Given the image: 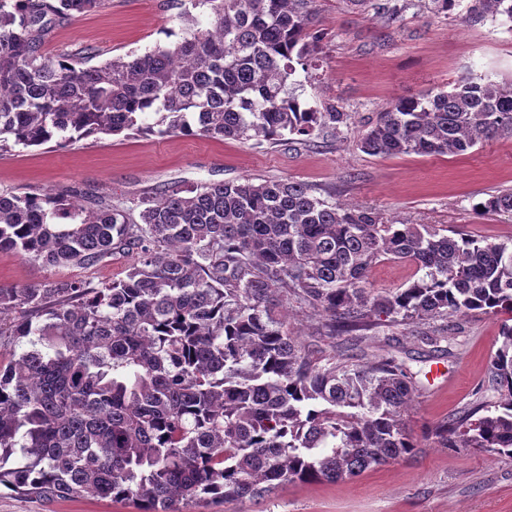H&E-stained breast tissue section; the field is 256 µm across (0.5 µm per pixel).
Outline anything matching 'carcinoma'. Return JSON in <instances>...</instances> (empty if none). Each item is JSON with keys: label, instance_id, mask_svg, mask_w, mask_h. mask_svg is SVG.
Segmentation results:
<instances>
[{"label": "carcinoma", "instance_id": "obj_1", "mask_svg": "<svg viewBox=\"0 0 512 512\" xmlns=\"http://www.w3.org/2000/svg\"><path fill=\"white\" fill-rule=\"evenodd\" d=\"M474 22L512 0H432ZM108 0H0V150L132 131L279 143L351 116L306 107L290 84L307 69L317 0H195L213 22L175 47L89 64L42 45ZM401 6L378 3L394 24ZM148 114L159 116L152 124ZM512 134V82L457 81L388 103L358 147L368 155H461ZM84 192H0V252L46 267L133 257L89 288H0V487L26 497L131 502L193 512L263 497L293 481H336L411 454L413 375L387 355L314 356L281 309L294 298L315 328L512 313V245L450 227L396 224L288 180L171 186L132 207ZM512 214V189L476 204ZM382 256L412 262L406 288L371 295ZM492 408L438 427L448 448L512 461V326L492 363Z\"/></svg>", "mask_w": 512, "mask_h": 512}]
</instances>
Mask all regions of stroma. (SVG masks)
Wrapping results in <instances>:
<instances>
[{
  "mask_svg": "<svg viewBox=\"0 0 512 512\" xmlns=\"http://www.w3.org/2000/svg\"><path fill=\"white\" fill-rule=\"evenodd\" d=\"M320 35L310 71H296L303 100L317 109L340 107L351 115L340 133L323 129L315 144L277 145L201 137L120 134L89 137L72 147L52 144L0 150V192H54L76 187L133 199L171 185L201 182L290 180L309 184L316 196L378 210L393 222L455 227L478 239H512V216L480 214L476 203L512 188V136L486 142L462 156L368 155L357 146L367 119L390 101L447 87L463 78L512 79V31L490 20L471 22L458 13H434L423 5L385 25L373 9L344 0H318ZM210 13L193 0H110L107 8L78 16L46 40L50 55L97 52L94 64L180 42L186 28H207ZM130 257L109 258L82 269L46 267L0 252V287L49 280H82L93 287L123 277ZM408 261L375 263L373 292L407 287L416 280ZM291 327L317 354L341 351L367 360L391 351L415 373L419 387L405 416L418 442L414 453L335 482H291L262 499L214 503L201 512H512V461L480 448H443L436 427L479 406L493 404L491 361L512 314L474 313L407 322L382 321L366 331L322 337L310 326V310L289 301ZM440 336L437 347L421 343ZM0 512H137L130 503L78 497L39 500L0 490Z\"/></svg>",
  "mask_w": 512,
  "mask_h": 512,
  "instance_id": "obj_1",
  "label": "stroma"
}]
</instances>
